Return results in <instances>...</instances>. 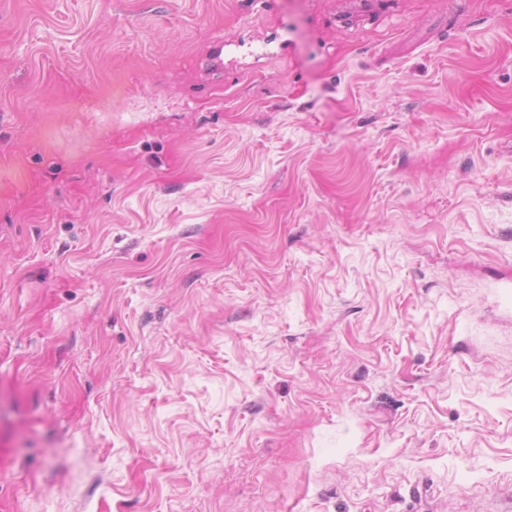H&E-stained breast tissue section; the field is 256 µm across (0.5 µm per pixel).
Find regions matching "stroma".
Here are the masks:
<instances>
[{
    "mask_svg": "<svg viewBox=\"0 0 512 512\" xmlns=\"http://www.w3.org/2000/svg\"><path fill=\"white\" fill-rule=\"evenodd\" d=\"M0 512H512V0H0Z\"/></svg>",
    "mask_w": 512,
    "mask_h": 512,
    "instance_id": "1",
    "label": "stroma"
}]
</instances>
